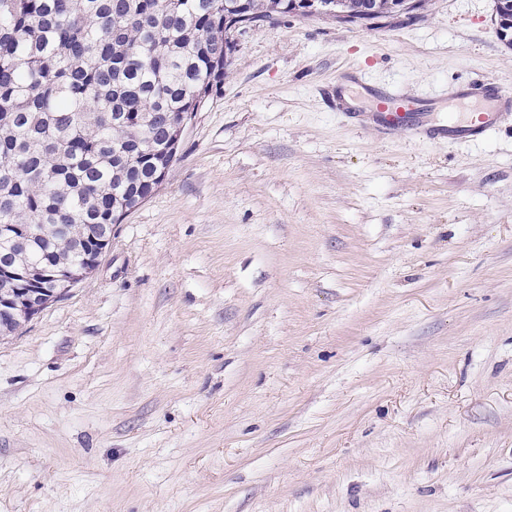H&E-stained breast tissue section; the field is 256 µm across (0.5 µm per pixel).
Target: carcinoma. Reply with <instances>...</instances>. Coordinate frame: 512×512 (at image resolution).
Wrapping results in <instances>:
<instances>
[{
  "instance_id": "1",
  "label": "carcinoma",
  "mask_w": 512,
  "mask_h": 512,
  "mask_svg": "<svg viewBox=\"0 0 512 512\" xmlns=\"http://www.w3.org/2000/svg\"><path fill=\"white\" fill-rule=\"evenodd\" d=\"M226 2L0 0V225L32 261L83 263L89 229L162 183L173 122L230 66Z\"/></svg>"
}]
</instances>
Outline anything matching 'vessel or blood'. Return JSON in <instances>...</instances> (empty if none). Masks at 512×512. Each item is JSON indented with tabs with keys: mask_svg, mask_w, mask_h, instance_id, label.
Listing matches in <instances>:
<instances>
[{
	"mask_svg": "<svg viewBox=\"0 0 512 512\" xmlns=\"http://www.w3.org/2000/svg\"><path fill=\"white\" fill-rule=\"evenodd\" d=\"M362 92L373 104L371 116L380 129L412 131L437 143L481 140L512 112V95L493 82L467 86L445 103L369 86Z\"/></svg>",
	"mask_w": 512,
	"mask_h": 512,
	"instance_id": "1",
	"label": "vessel or blood"
}]
</instances>
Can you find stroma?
<instances>
[{
    "instance_id": "obj_1",
    "label": "stroma",
    "mask_w": 512,
    "mask_h": 512,
    "mask_svg": "<svg viewBox=\"0 0 512 512\" xmlns=\"http://www.w3.org/2000/svg\"><path fill=\"white\" fill-rule=\"evenodd\" d=\"M351 66L512 92L492 0L238 34L96 270L0 338V512H512V114L378 136Z\"/></svg>"
}]
</instances>
